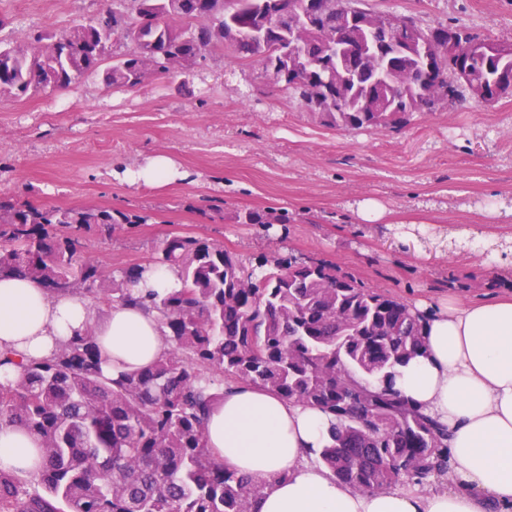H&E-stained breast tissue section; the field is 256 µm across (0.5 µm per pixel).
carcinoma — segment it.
I'll use <instances>...</instances> for the list:
<instances>
[{"label": "carcinoma", "mask_w": 512, "mask_h": 512, "mask_svg": "<svg viewBox=\"0 0 512 512\" xmlns=\"http://www.w3.org/2000/svg\"><path fill=\"white\" fill-rule=\"evenodd\" d=\"M118 2L86 23L0 44V95L91 76L133 88L228 47L263 61L269 80L301 98L310 85L322 88L329 111L308 110L326 125L394 131L406 114L433 109L437 91L447 98L477 85L496 101L512 84V53L497 43L462 26L424 29L405 15L365 33L347 16H374L359 0ZM370 98L387 111H366ZM144 220L0 197V278L155 310L167 343L153 364L115 373L91 327L47 359L0 353L1 367H17L0 375V425L41 441L37 474L0 470V512H254L265 486L224 468L205 442L212 402L238 383L331 415L319 462L358 491L448 475L447 428L391 386L422 346L423 313L320 263L261 253L249 270L223 245L181 234L166 237L150 263L176 270L180 287L136 296L131 285L146 266L111 275L88 245ZM245 223L286 224L288 212L249 213Z\"/></svg>", "instance_id": "obj_1"}]
</instances>
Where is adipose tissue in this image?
Masks as SVG:
<instances>
[{"label": "adipose tissue", "mask_w": 512, "mask_h": 512, "mask_svg": "<svg viewBox=\"0 0 512 512\" xmlns=\"http://www.w3.org/2000/svg\"><path fill=\"white\" fill-rule=\"evenodd\" d=\"M89 325L113 372L147 366L167 349L148 309L115 303L101 312L28 279L0 280V352L47 358ZM392 387L447 426L451 487L423 493L407 481L360 493L340 484L316 461L331 416L255 385L225 389L207 421V446L226 468L264 485L255 512H512V297L443 302ZM39 446L22 428L1 427L0 469L37 472Z\"/></svg>", "instance_id": "adipose-tissue-1"}]
</instances>
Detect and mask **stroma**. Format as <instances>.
<instances>
[{
	"mask_svg": "<svg viewBox=\"0 0 512 512\" xmlns=\"http://www.w3.org/2000/svg\"><path fill=\"white\" fill-rule=\"evenodd\" d=\"M112 7V0H0V40L22 43ZM376 14L421 27L463 24L512 42V0H365ZM165 155L184 178L147 188L117 178ZM0 195L55 206L136 210L147 221L89 253L112 272L151 263L159 243L188 233L223 244L243 262L277 252L322 261L365 286L415 305L455 296H512V96L490 105L470 95L409 113L397 131L325 125L260 61L231 50L134 88L91 77L68 89L0 96ZM369 199L378 224L353 216ZM287 211L285 225L242 214Z\"/></svg>",
	"mask_w": 512,
	"mask_h": 512,
	"instance_id": "1",
	"label": "stroma"
}]
</instances>
